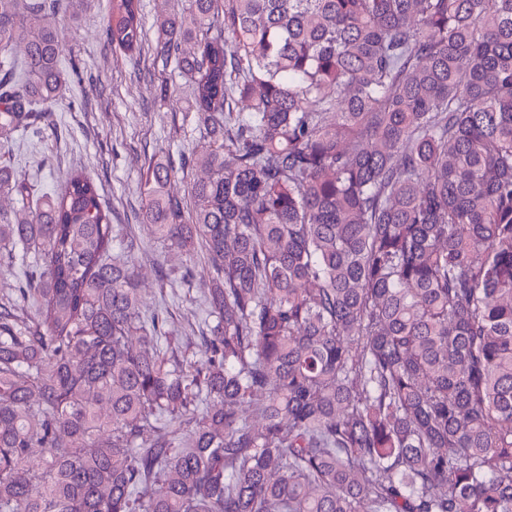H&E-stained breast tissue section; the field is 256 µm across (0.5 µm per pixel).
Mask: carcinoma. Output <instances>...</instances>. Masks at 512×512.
<instances>
[{
	"mask_svg": "<svg viewBox=\"0 0 512 512\" xmlns=\"http://www.w3.org/2000/svg\"><path fill=\"white\" fill-rule=\"evenodd\" d=\"M0 0V146L65 87ZM104 41H144L110 0ZM206 146L161 247L209 263L201 346L143 310L97 185L0 162V512H512V0H186L157 20ZM17 46L23 57L8 48Z\"/></svg>",
	"mask_w": 512,
	"mask_h": 512,
	"instance_id": "cac0c4a2",
	"label": "carcinoma"
}]
</instances>
